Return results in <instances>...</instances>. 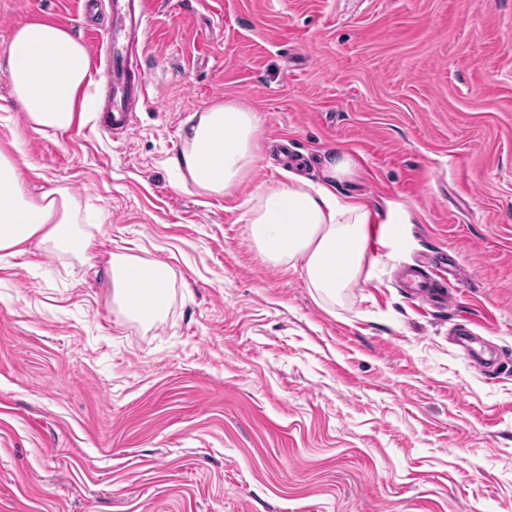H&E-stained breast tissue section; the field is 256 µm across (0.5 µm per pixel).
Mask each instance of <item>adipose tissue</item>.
I'll list each match as a JSON object with an SVG mask.
<instances>
[{"label": "adipose tissue", "mask_w": 512, "mask_h": 512, "mask_svg": "<svg viewBox=\"0 0 512 512\" xmlns=\"http://www.w3.org/2000/svg\"><path fill=\"white\" fill-rule=\"evenodd\" d=\"M10 97L24 112L29 129L57 133L84 121L94 110L90 61L83 43L68 29L45 19L19 22L0 57ZM174 158L184 185L208 195L228 194L253 169L260 116L233 102L193 113ZM24 156L19 141L0 148V261L31 245L49 247L89 260L91 216L66 188L24 190ZM355 163L346 154L326 161L324 181L290 177L261 190L251 209L250 234L258 251L275 266H300L320 298L335 300L360 279L371 224H404L402 206L390 204L379 215L361 196L340 193L337 182L350 178ZM112 301L127 317L153 326L166 312L172 269L132 254L112 255L107 263Z\"/></svg>", "instance_id": "obj_1"}]
</instances>
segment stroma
<instances>
[{
    "mask_svg": "<svg viewBox=\"0 0 512 512\" xmlns=\"http://www.w3.org/2000/svg\"><path fill=\"white\" fill-rule=\"evenodd\" d=\"M160 0L132 130L91 118L19 136L31 194L100 212L93 265L29 247L0 262V512H512V0ZM89 42L81 0H0L14 25ZM258 111L237 189L184 187L187 118ZM407 224H372L359 283L319 298L249 233L258 186L317 181ZM456 257L446 305L401 288L412 257ZM169 265L162 322L114 308L111 254ZM495 358L486 372L457 325Z\"/></svg>",
    "mask_w": 512,
    "mask_h": 512,
    "instance_id": "obj_1",
    "label": "stroma"
}]
</instances>
